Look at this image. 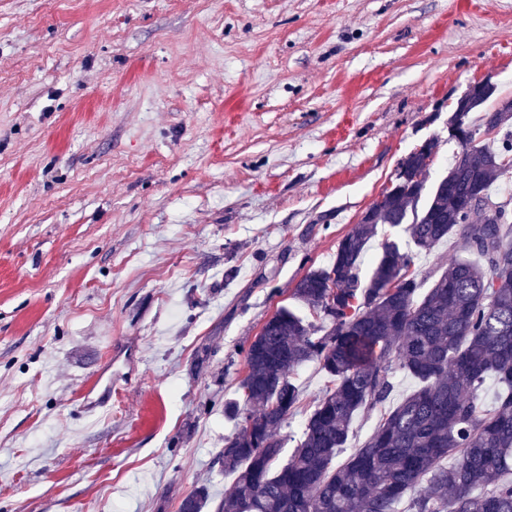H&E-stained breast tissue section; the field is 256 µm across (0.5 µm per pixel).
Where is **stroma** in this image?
<instances>
[{
    "mask_svg": "<svg viewBox=\"0 0 512 512\" xmlns=\"http://www.w3.org/2000/svg\"><path fill=\"white\" fill-rule=\"evenodd\" d=\"M487 78L512 0H0V512H216L241 346Z\"/></svg>",
    "mask_w": 512,
    "mask_h": 512,
    "instance_id": "1",
    "label": "stroma"
}]
</instances>
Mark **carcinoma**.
<instances>
[{
    "label": "carcinoma",
    "instance_id": "obj_1",
    "mask_svg": "<svg viewBox=\"0 0 512 512\" xmlns=\"http://www.w3.org/2000/svg\"><path fill=\"white\" fill-rule=\"evenodd\" d=\"M486 102L448 116L471 139L445 175L428 185L436 141L413 148L331 264L296 283L292 298L312 318L282 306L242 345L240 397L224 404L236 430L217 456L235 480L217 512H512V264L496 260L512 256V214L491 196L512 174V132L501 135L512 108ZM473 172L484 200L464 209ZM380 224L404 228L408 243L384 240L364 285L363 254ZM448 241L466 257L450 258L420 294L419 255ZM308 362L330 386L282 463L280 431L300 407L291 373ZM398 371L419 386L393 404ZM489 380L491 404L481 397ZM376 408L374 433L337 462L354 418ZM186 501L179 512H204L208 488Z\"/></svg>",
    "mask_w": 512,
    "mask_h": 512
}]
</instances>
